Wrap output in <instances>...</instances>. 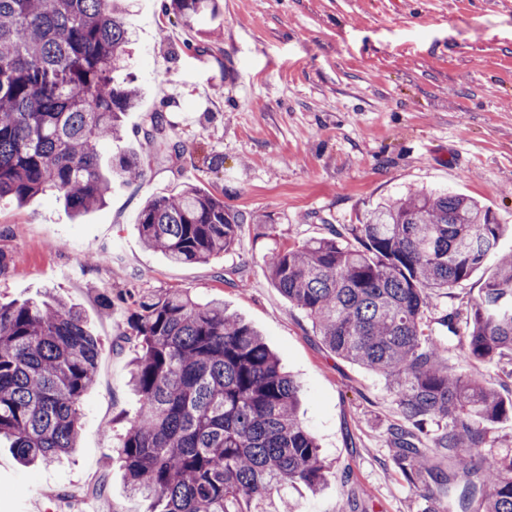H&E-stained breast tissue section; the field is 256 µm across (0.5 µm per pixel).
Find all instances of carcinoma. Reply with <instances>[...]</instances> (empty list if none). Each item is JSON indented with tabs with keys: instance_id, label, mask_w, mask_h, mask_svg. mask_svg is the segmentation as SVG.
I'll use <instances>...</instances> for the list:
<instances>
[{
	"instance_id": "obj_1",
	"label": "carcinoma",
	"mask_w": 512,
	"mask_h": 512,
	"mask_svg": "<svg viewBox=\"0 0 512 512\" xmlns=\"http://www.w3.org/2000/svg\"><path fill=\"white\" fill-rule=\"evenodd\" d=\"M121 0H0V203L58 193L80 216L102 206L112 182L142 174L139 155L103 167L99 146L123 136L139 102L126 67ZM205 0H172L185 24ZM244 216L195 185L150 199L143 242L174 264H205L237 244ZM506 225L479 202L415 192L374 209L340 233L276 249L271 281L311 318L335 355L385 378L412 426L389 429L407 481L448 492L457 512H512V455L483 452L512 399L448 365L425 332L433 295L493 262L465 321L464 360L512 367V251ZM126 339L136 342L131 383L140 407L120 435L116 462L150 512H299L288 484L321 489L329 466L298 416L301 388L262 335L183 290L127 292ZM98 342L76 307L0 304V438L26 464L77 447L83 397L93 387ZM442 424L432 445L419 434ZM441 453L444 472L419 461Z\"/></svg>"
}]
</instances>
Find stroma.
Returning <instances> with one entry per match:
<instances>
[{"label":"stroma","mask_w":512,"mask_h":512,"mask_svg":"<svg viewBox=\"0 0 512 512\" xmlns=\"http://www.w3.org/2000/svg\"><path fill=\"white\" fill-rule=\"evenodd\" d=\"M184 25L170 0H130L141 93L122 140L103 162L140 154V180L73 217L53 196L0 205V249L14 269L0 300L44 293L80 307L99 343L77 448L47 468L21 466L0 443V512H145L112 450L138 407L125 341L129 289L190 291L260 331L300 384V417L330 465L320 492L286 487L300 512H431L392 460L388 432L404 415L385 379L329 351L310 318L273 287L278 248L343 235L379 204L415 189L476 198L512 223V0H217ZM160 113L179 152L156 154L139 130ZM224 160L210 166L212 157ZM195 185L223 193L249 222L236 247L206 264H174L141 241L154 195ZM110 250L115 263L90 256ZM481 268L434 296L426 314L466 319L485 286ZM111 290L112 306L100 295Z\"/></svg>","instance_id":"obj_1"}]
</instances>
